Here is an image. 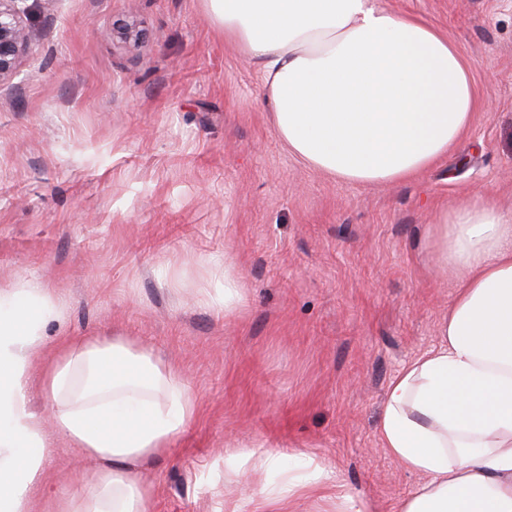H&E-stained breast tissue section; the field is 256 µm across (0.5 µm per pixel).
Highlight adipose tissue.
Listing matches in <instances>:
<instances>
[{"instance_id": "obj_1", "label": "adipose tissue", "mask_w": 512, "mask_h": 512, "mask_svg": "<svg viewBox=\"0 0 512 512\" xmlns=\"http://www.w3.org/2000/svg\"><path fill=\"white\" fill-rule=\"evenodd\" d=\"M258 66L278 138L308 166L362 185L432 166L470 124V70L454 41L377 0H204ZM430 245L455 295L437 347L389 385L380 442L421 477L398 512H512V212L482 195L439 214ZM55 314L46 289L0 292V512H29L45 450L27 406L29 356ZM71 447L101 463L91 488L49 512H146L137 470L163 455L195 412L180 377L142 345L65 343L42 385ZM231 471L287 470L282 495L330 483L304 452L228 455Z\"/></svg>"}]
</instances>
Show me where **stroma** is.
I'll return each instance as SVG.
<instances>
[{
    "mask_svg": "<svg viewBox=\"0 0 512 512\" xmlns=\"http://www.w3.org/2000/svg\"><path fill=\"white\" fill-rule=\"evenodd\" d=\"M430 22L470 67L476 108L446 157L392 185L341 181L278 139L262 75L203 0H27L28 49L0 82V291L59 304L31 349L27 403L57 346L140 342L197 399L139 477L147 512H329L335 486L257 510L224 457L301 450L374 512L420 484L382 447L386 390L439 342L454 290L429 232L489 193L512 211V0H379ZM133 25L141 42L117 32ZM244 299L222 302L225 273ZM30 512L91 481L54 433Z\"/></svg>",
    "mask_w": 512,
    "mask_h": 512,
    "instance_id": "35a3bbf8",
    "label": "stroma"
}]
</instances>
